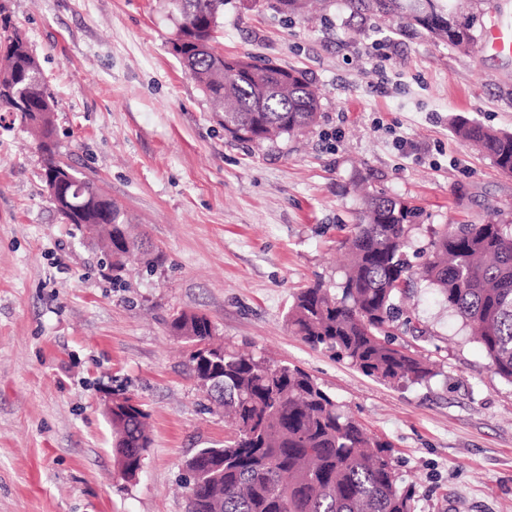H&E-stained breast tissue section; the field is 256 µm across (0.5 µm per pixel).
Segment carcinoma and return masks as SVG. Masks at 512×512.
<instances>
[{"mask_svg": "<svg viewBox=\"0 0 512 512\" xmlns=\"http://www.w3.org/2000/svg\"><path fill=\"white\" fill-rule=\"evenodd\" d=\"M309 0H267L279 13L304 14ZM359 17L396 16L404 27L466 51L477 40L474 21L461 22L456 0H346ZM180 17L183 66L208 95L225 103L224 132L241 142L298 136L313 128L321 99L302 72L246 55L198 49L214 41L224 0H168ZM0 111L30 126L46 155L45 181L62 184L52 198L70 224L95 232L112 268L122 270L146 252L129 237L120 208L93 181L56 159L52 113L40 65L29 43L19 41L0 14ZM288 76V87L278 77ZM455 131L479 147L502 172L512 173V133L459 119ZM417 212L406 202L366 192L364 211L341 246L349 263L340 291L320 283L300 289L288 310L293 334L325 348L365 375L389 383L427 384L437 372L420 357L393 345L389 329L397 302L417 276L437 288L441 301L470 326L491 367L512 383V225L453 224L433 231L425 261L408 258ZM174 335L207 359L191 358L195 379L236 425L222 448H201L185 462L198 490L187 512H416L415 491L396 471L390 445L372 436L303 370L262 356L210 344L215 326L207 316L182 312ZM112 423L116 462L134 477L150 438L147 414L128 405Z\"/></svg>", "mask_w": 512, "mask_h": 512, "instance_id": "cac0c4a2", "label": "carcinoma"}]
</instances>
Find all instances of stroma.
<instances>
[{"label": "stroma", "instance_id": "35a3bbf8", "mask_svg": "<svg viewBox=\"0 0 512 512\" xmlns=\"http://www.w3.org/2000/svg\"><path fill=\"white\" fill-rule=\"evenodd\" d=\"M0 11L56 102L58 158L161 256L113 282L98 238L52 202L30 128L0 112V512H186V460L223 447L232 425L171 332L181 312L206 314L215 342L313 376L391 443L417 512H512V383L432 285L413 284L392 330L436 366L426 384L376 381L286 324L299 289L341 283L359 180L420 209L415 264L442 225L512 224V174L452 128L465 117L512 131V56L361 19L342 0L306 17L225 0L218 51L302 71L322 93L306 135L243 143L174 52L167 0H0ZM119 392L148 415L132 479L106 415Z\"/></svg>", "mask_w": 512, "mask_h": 512}]
</instances>
